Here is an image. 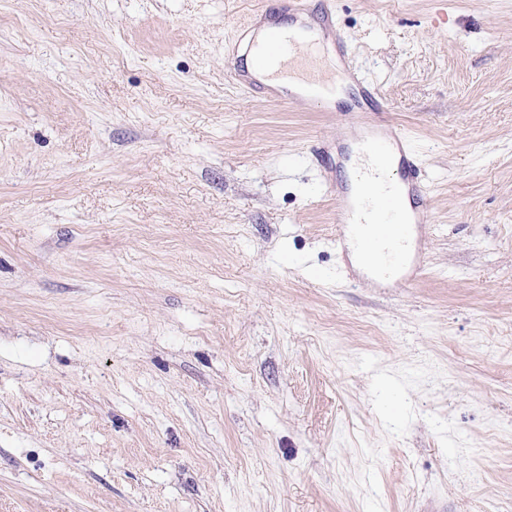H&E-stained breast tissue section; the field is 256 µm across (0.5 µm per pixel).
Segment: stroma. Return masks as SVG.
<instances>
[{"label": "stroma", "mask_w": 512, "mask_h": 512, "mask_svg": "<svg viewBox=\"0 0 512 512\" xmlns=\"http://www.w3.org/2000/svg\"><path fill=\"white\" fill-rule=\"evenodd\" d=\"M274 0H0V512H512V0H328L429 174L352 287L248 96Z\"/></svg>", "instance_id": "obj_1"}]
</instances>
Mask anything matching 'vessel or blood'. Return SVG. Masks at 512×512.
Segmentation results:
<instances>
[{
    "mask_svg": "<svg viewBox=\"0 0 512 512\" xmlns=\"http://www.w3.org/2000/svg\"><path fill=\"white\" fill-rule=\"evenodd\" d=\"M225 55L236 63L240 88L258 99L328 108L337 86L355 91V105L343 113L335 136L317 137L314 152L319 160H326L334 140H348L364 158L357 169L362 180L392 169L398 180L392 187L379 186L371 235L365 232L370 224L362 204L345 188L328 185L336 206V249L353 252L373 278L384 276L411 285L422 270L427 238L428 172L408 136L378 108L379 89L350 60L334 11L324 2L312 5L311 0H285L278 13L257 9L226 46ZM275 64L297 71L304 86L271 84L266 72Z\"/></svg>",
    "mask_w": 512,
    "mask_h": 512,
    "instance_id": "b4317fda",
    "label": "vessel or blood"
}]
</instances>
